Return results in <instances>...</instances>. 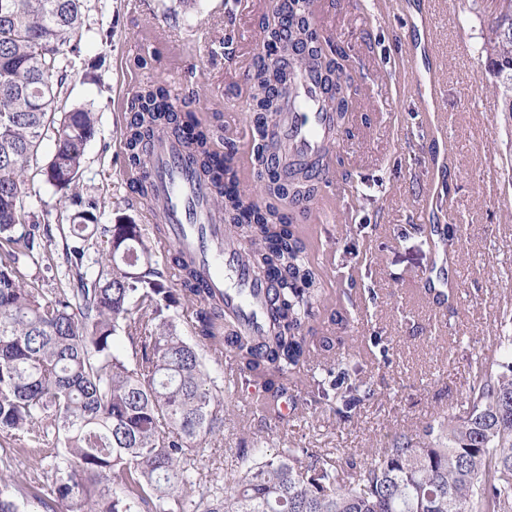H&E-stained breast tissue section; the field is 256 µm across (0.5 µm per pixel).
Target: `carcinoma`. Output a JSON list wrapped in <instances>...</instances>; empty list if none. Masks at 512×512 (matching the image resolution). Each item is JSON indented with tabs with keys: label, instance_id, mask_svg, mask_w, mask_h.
Instances as JSON below:
<instances>
[{
	"label": "carcinoma",
	"instance_id": "obj_1",
	"mask_svg": "<svg viewBox=\"0 0 512 512\" xmlns=\"http://www.w3.org/2000/svg\"><path fill=\"white\" fill-rule=\"evenodd\" d=\"M88 0H0V448L36 455L41 479L0 476V512H512V335L501 336L511 361L480 358L458 418L431 424L423 434L396 433L370 457L283 448L238 449L239 470L204 476L206 452L224 436L232 396L211 376L205 354L229 352L235 375L262 388L275 406L292 377L333 339L317 337L312 322L334 325L341 311L326 305L325 281L308 259L309 246L284 198L307 207L319 188L306 166L286 180L273 174L260 185L266 201L243 199L233 164L212 151V132L186 107L170 102L161 85L137 90L127 102L132 119L123 133L128 168L144 163L140 147L159 125L186 134L187 145L216 186L227 234L243 244L252 265L273 272L279 298L273 330L251 336L219 314L198 288L197 271L176 251L160 256L161 224L123 218L103 227L89 211L75 212L62 238L64 277L76 288H45L20 266H55L53 240L37 236L40 217L25 209L30 163L48 132L54 151L41 170L63 194L83 168L96 133L94 112L61 110L73 40ZM481 55L495 79L501 111L512 113V0H490ZM288 29L265 22V40L280 44L288 66L255 63L251 84L258 138L255 155L276 156L267 126L275 120L292 67L333 71L343 54L313 36L303 9ZM340 80L328 110L344 119L359 93L354 78ZM97 253L89 279L84 260ZM443 307L456 285L427 288ZM192 318L195 336L181 333ZM319 344H314V338ZM356 353L313 380L311 402L351 416L374 390L357 379ZM49 488V493L41 492Z\"/></svg>",
	"mask_w": 512,
	"mask_h": 512
}]
</instances>
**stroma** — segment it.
Segmentation results:
<instances>
[{
  "mask_svg": "<svg viewBox=\"0 0 512 512\" xmlns=\"http://www.w3.org/2000/svg\"><path fill=\"white\" fill-rule=\"evenodd\" d=\"M332 2L336 41L367 74L355 137L341 150L359 204L337 208L333 218L318 220L316 230L336 251L335 278L357 299L346 324L334 328L336 351L345 353L347 341H354L359 379L375 394L348 421L328 406L298 401L287 421L265 429L249 407L235 402L223 439L206 456L207 470L220 476L236 468L240 440L251 431H262L261 446L271 453L339 448L367 456L395 432L440 414H463L471 364L479 356L497 357L503 313L512 312V117L501 112L481 57L487 28L482 7L471 0H431L429 40L446 123L442 138L430 141L414 96L418 76L394 71L413 35L400 0ZM261 21L244 0H197L191 9L180 0H88L81 51L71 58L60 99L64 108L84 107L97 117L74 188L96 201L97 224L127 216L144 221L135 190L123 178L126 154L115 146L128 117L117 108L119 95L134 81L189 95L190 110L225 144L226 113L254 127L246 73L230 75L226 67L229 57L257 56ZM162 26L194 39L171 46L156 35ZM53 150V137H46L31 163L25 206L56 228L68 212L40 175ZM488 155L498 161L496 172L484 170ZM434 178L452 214H432L431 223L452 220L466 229L456 244L460 299L450 311L409 290L437 257L430 232L415 227L416 200Z\"/></svg>",
  "mask_w": 512,
  "mask_h": 512,
  "instance_id": "stroma-1",
  "label": "stroma"
}]
</instances>
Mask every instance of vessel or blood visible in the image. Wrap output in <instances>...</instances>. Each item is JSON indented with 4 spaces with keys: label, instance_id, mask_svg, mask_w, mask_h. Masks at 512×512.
Instances as JSON below:
<instances>
[{
    "label": "vessel or blood",
    "instance_id": "obj_1",
    "mask_svg": "<svg viewBox=\"0 0 512 512\" xmlns=\"http://www.w3.org/2000/svg\"><path fill=\"white\" fill-rule=\"evenodd\" d=\"M304 5L322 36L331 37L328 0H305ZM440 94L433 80L418 92L430 132L442 123L435 110ZM327 97L321 75L299 69L294 92L283 100L270 133L283 146L277 160L282 172L297 163L307 164L323 196L344 202L349 198L347 184L335 164L341 143L336 115L325 107ZM226 127L236 142L235 165L243 179H253L247 132L237 127L231 112L226 115ZM142 152L144 167L126 171L125 178L138 191L146 223L165 225L163 245L176 246L186 260L202 269V285L219 300L225 320L254 335L266 334L273 327L277 304L274 284L253 268L244 248L226 234L224 214L213 204L211 183L199 174L185 145L168 129H157Z\"/></svg>",
    "mask_w": 512,
    "mask_h": 512
}]
</instances>
